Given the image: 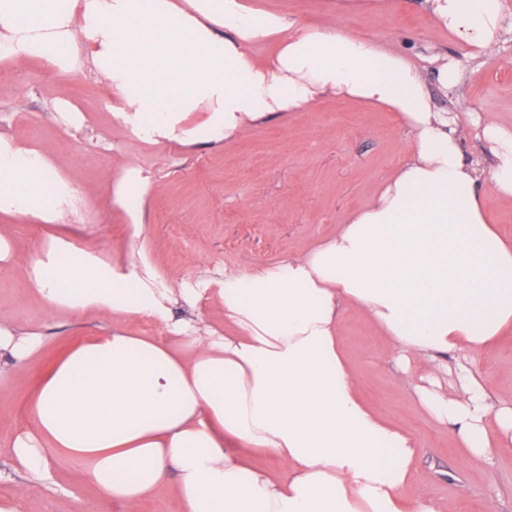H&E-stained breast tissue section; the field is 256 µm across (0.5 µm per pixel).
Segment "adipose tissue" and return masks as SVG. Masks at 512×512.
Returning <instances> with one entry per match:
<instances>
[{
	"label": "adipose tissue",
	"instance_id": "1",
	"mask_svg": "<svg viewBox=\"0 0 512 512\" xmlns=\"http://www.w3.org/2000/svg\"><path fill=\"white\" fill-rule=\"evenodd\" d=\"M437 25L489 55L502 0H426ZM274 44L265 60L255 46ZM32 60L89 72L112 92V119L148 144L183 149L242 136L335 95L399 114L410 158L335 233L249 270L187 279L160 274L142 235L152 188L137 165L112 183L131 227L108 260L57 234L29 271L52 312H103L122 329L71 347L30 400L32 428L12 440L30 485L57 459L78 461L101 502L140 512L173 485L182 512H450L407 487L418 439L361 398L338 343L359 308L427 413L452 426L468 457L512 444V405L471 362L512 327V242L488 219V198L512 199V130L487 122L493 164L463 159L462 133L432 106L422 73L399 51L244 0H0V62ZM489 179L493 193L480 190ZM78 191L48 151L0 132V215L57 227L77 216ZM224 316L209 324L206 306ZM146 321L157 335L130 332ZM42 336L0 323V362L22 371ZM456 363H449V356ZM454 374L448 387L439 378ZM258 453L279 467L252 466Z\"/></svg>",
	"mask_w": 512,
	"mask_h": 512
}]
</instances>
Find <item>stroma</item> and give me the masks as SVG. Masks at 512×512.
Returning <instances> with one entry per match:
<instances>
[{
  "mask_svg": "<svg viewBox=\"0 0 512 512\" xmlns=\"http://www.w3.org/2000/svg\"><path fill=\"white\" fill-rule=\"evenodd\" d=\"M300 25L338 27L397 49L426 78L434 106L455 115L464 130V159L489 169L492 157L477 119L512 130V0H503L505 33L493 53L472 58L447 30L437 27L424 0H371L367 9L337 13L336 0H246ZM448 58L457 82L442 91L435 62ZM67 102L84 117L66 126L54 106ZM112 92L90 73L59 74L42 63L0 65V132L46 147L59 173L72 176L81 221L67 234L105 256L125 250L127 219L112 206V181L128 162L153 182L143 235L157 269L190 277L230 266L249 269L297 254L332 234L353 210L375 195L402 162L408 135L396 113L333 96L276 118L227 143L175 150L148 145L112 120ZM15 267L0 269V323L45 336L47 346L18 378L0 377V496L26 484L1 450L30 426L29 400L67 347L111 330L109 314L64 317L50 313L23 283L33 255L34 223L18 217ZM341 343L350 354L363 400L420 439L410 494L450 501L453 512H512V446L498 449L493 465L469 458L452 429L435 422L388 357L385 336L359 311L348 310ZM474 369L504 401H512V334L476 359ZM80 466L60 462L52 482L37 487L22 512H117L78 481Z\"/></svg>",
  "mask_w": 512,
  "mask_h": 512,
  "instance_id": "1",
  "label": "stroma"
}]
</instances>
